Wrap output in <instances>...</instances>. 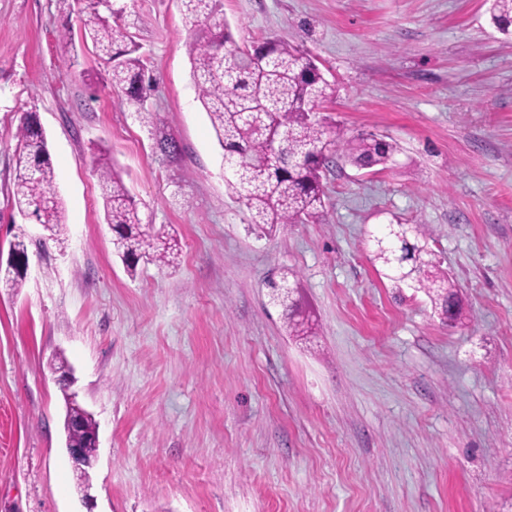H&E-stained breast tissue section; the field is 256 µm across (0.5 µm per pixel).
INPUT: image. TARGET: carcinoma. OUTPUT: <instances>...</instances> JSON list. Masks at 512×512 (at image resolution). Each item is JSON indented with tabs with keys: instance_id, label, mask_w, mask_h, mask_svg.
Returning a JSON list of instances; mask_svg holds the SVG:
<instances>
[{
	"instance_id": "1",
	"label": "carcinoma",
	"mask_w": 512,
	"mask_h": 512,
	"mask_svg": "<svg viewBox=\"0 0 512 512\" xmlns=\"http://www.w3.org/2000/svg\"><path fill=\"white\" fill-rule=\"evenodd\" d=\"M82 24L95 49L108 65L112 85L126 90L128 103L145 110L152 79L145 78L137 48L130 46L120 23L126 6L117 0H77ZM185 22L194 30L205 27L208 37L191 47L192 76L216 137L224 149V182L244 202L254 224H302L322 216L326 207L323 176L343 152L347 161L361 167L387 168L396 163L399 144L375 134L346 137L344 130L319 115V104L329 89L321 69L298 47L284 40L241 47L231 39L221 18V0H181ZM491 20L502 32L512 28V0H491ZM106 223L114 233L116 252L128 268L141 262L173 264L178 241L142 223L137 201L112 170L105 155L95 157ZM13 207L47 228L62 223L54 169L44 134L27 115L19 128L15 149ZM425 235L421 225L406 230L396 224L383 225L373 239L390 236L392 254L402 261L395 266L387 254L376 261L399 281L411 280L432 292L435 308L451 321L463 319L454 283L448 272L422 258V248L407 232ZM16 264L6 268V281L22 287L23 266L28 258L25 243L10 245ZM276 300L284 307L288 325L303 332L296 320L298 302L290 301L287 279L271 281ZM66 444L95 454L91 434L92 416L64 394Z\"/></svg>"
}]
</instances>
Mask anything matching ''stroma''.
<instances>
[{"label": "stroma", "instance_id": "stroma-1", "mask_svg": "<svg viewBox=\"0 0 512 512\" xmlns=\"http://www.w3.org/2000/svg\"><path fill=\"white\" fill-rule=\"evenodd\" d=\"M239 45L285 40L330 83L321 115L395 139L390 169L337 162L322 217L251 222L191 69L181 0L122 18L145 112L82 37L76 0H0V512H82L56 369L98 426L94 512H512V38L484 0H223ZM36 114L60 240L12 205ZM172 138L167 157L157 141ZM177 265L116 255L93 155ZM424 225L464 317L371 259L380 225ZM314 323L293 336L268 281ZM10 248H12V254L15 256L16 264L6 268V281L10 282L13 288H21L24 277L23 266L28 258L27 247L22 240H18L11 244Z\"/></svg>", "mask_w": 512, "mask_h": 512}]
</instances>
